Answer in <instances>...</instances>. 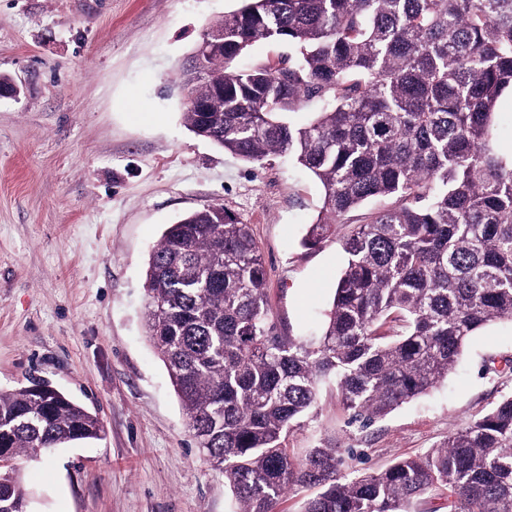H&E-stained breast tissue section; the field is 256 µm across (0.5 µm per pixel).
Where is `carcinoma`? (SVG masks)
<instances>
[{
  "label": "carcinoma",
  "mask_w": 512,
  "mask_h": 512,
  "mask_svg": "<svg viewBox=\"0 0 512 512\" xmlns=\"http://www.w3.org/2000/svg\"><path fill=\"white\" fill-rule=\"evenodd\" d=\"M212 24L224 51L193 83L224 86V111L194 134L245 161L287 155L322 186L302 244L319 246L358 206L322 335L276 332L250 225L222 204L163 232L146 271V327L187 426L222 471L236 512H275L292 486L319 488L301 512H512V396L423 455L342 474L339 451L285 447L332 378L352 420L382 418L448 377L475 333L512 322V153L495 144L512 93V0H241ZM286 43L288 65L246 69L254 43ZM313 108L297 123L291 113ZM89 412L49 381L0 391V512H28L17 462L100 440Z\"/></svg>",
  "instance_id": "carcinoma-1"
}]
</instances>
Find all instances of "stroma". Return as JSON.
<instances>
[{
    "mask_svg": "<svg viewBox=\"0 0 512 512\" xmlns=\"http://www.w3.org/2000/svg\"><path fill=\"white\" fill-rule=\"evenodd\" d=\"M240 0H0V390L31 378L102 419L106 436L24 459L30 512H235L146 335V270L167 225L209 203L250 224L281 335H319L343 269L337 224L294 160L248 163L190 132L180 90L202 33ZM512 323L469 341L429 394L370 425L331 381L285 444L339 449L348 477L438 447L512 395Z\"/></svg>",
    "mask_w": 512,
    "mask_h": 512,
    "instance_id": "1",
    "label": "stroma"
}]
</instances>
